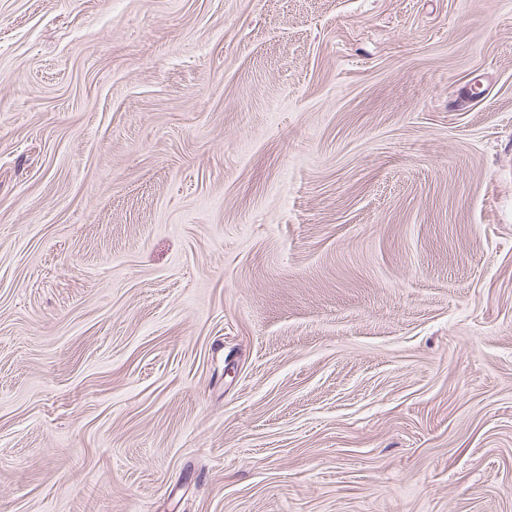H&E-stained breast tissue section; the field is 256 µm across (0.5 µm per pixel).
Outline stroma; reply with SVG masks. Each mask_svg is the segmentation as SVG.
<instances>
[{
    "label": "stroma",
    "mask_w": 512,
    "mask_h": 512,
    "mask_svg": "<svg viewBox=\"0 0 512 512\" xmlns=\"http://www.w3.org/2000/svg\"><path fill=\"white\" fill-rule=\"evenodd\" d=\"M0 512H512V0H0Z\"/></svg>",
    "instance_id": "stroma-1"
}]
</instances>
